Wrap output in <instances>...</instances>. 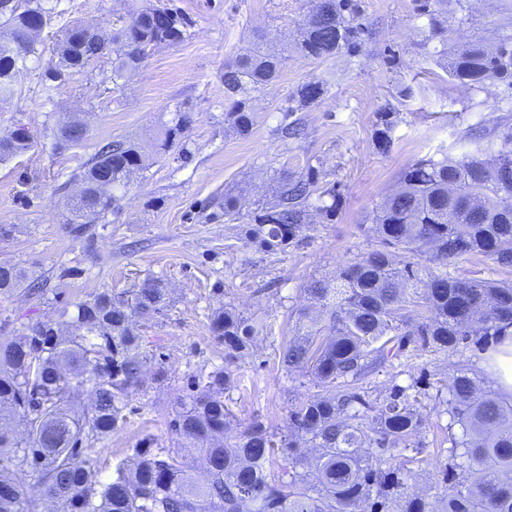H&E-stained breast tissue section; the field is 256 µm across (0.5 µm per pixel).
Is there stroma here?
<instances>
[{"instance_id": "obj_1", "label": "stroma", "mask_w": 512, "mask_h": 512, "mask_svg": "<svg viewBox=\"0 0 512 512\" xmlns=\"http://www.w3.org/2000/svg\"><path fill=\"white\" fill-rule=\"evenodd\" d=\"M131 2L44 0L51 14L38 52L18 74L15 96L0 102V135L22 125L32 141L26 154L0 162V227L12 230L0 237V263L46 278L48 288L43 298L21 290L0 295V334H19L36 319L70 327L79 301L102 291L131 296L148 277L170 289L167 306L143 330L150 360L129 400L127 423L98 453L106 476L142 440L180 447L170 422L189 378L225 365L240 379L224 397L237 422L258 419L284 431L291 405L317 392L311 379L287 375L278 361L288 317L307 303V284L378 248L373 211L408 165L462 158L475 136L496 142L512 128V83L464 86L444 67L462 45L512 36V0H434L429 16L421 14V0H357L365 30L359 52L326 61L292 55L279 78L256 93L245 136L224 121L225 65L254 40L294 41L314 0H163L190 20L183 43L152 50L122 89L112 87L106 56L47 90L44 73L58 62L59 35L77 24L110 34ZM313 80L328 93L301 106L298 91ZM178 109L189 121L169 150H159L158 136ZM66 112L84 118L89 135L64 149L50 129ZM287 124L300 135L283 139L279 129ZM109 139L136 141L148 167L131 180L107 223L73 237L61 217L64 185ZM307 174L314 195L335 192L337 209L311 211L307 229L285 250L267 253L248 242L251 216L225 220V198L268 206L280 177ZM64 266L77 274L60 277ZM225 304L261 327L252 354L232 362L208 329L211 313ZM485 356L476 344L447 353L413 343L365 380L369 400H382L397 385L417 398L424 426L415 440L424 452L412 468L411 490H429L448 461V416L435 398L436 382L464 365L493 391Z\"/></svg>"}]
</instances>
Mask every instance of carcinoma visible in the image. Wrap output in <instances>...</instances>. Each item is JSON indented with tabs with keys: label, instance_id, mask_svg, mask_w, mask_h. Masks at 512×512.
Returning a JSON list of instances; mask_svg holds the SVG:
<instances>
[{
	"label": "carcinoma",
	"instance_id": "1",
	"mask_svg": "<svg viewBox=\"0 0 512 512\" xmlns=\"http://www.w3.org/2000/svg\"><path fill=\"white\" fill-rule=\"evenodd\" d=\"M354 0H317L292 46L255 42L224 68V93L231 127L242 135L253 126L252 94L280 76L288 49L326 60L361 47L362 24ZM48 17L40 0L0 11V100L15 94V78L36 53L37 20ZM188 22L167 7H132L112 24V84L141 68L148 46H176ZM63 50L47 78L62 86L89 59L104 55L107 43L94 27L73 26L60 39ZM503 39L493 47L473 43L448 63L450 76L463 83L511 80L512 69L497 66ZM24 50L19 52L16 46ZM325 94L320 81L303 85L306 106ZM187 123L176 110L159 147L167 150ZM75 117L52 129L58 145L68 139ZM32 146L17 128L0 136V161L21 156ZM479 145L461 159H421L408 166L398 190L373 211V232L381 248L348 261L336 271V285L314 280L307 288L312 305L290 316L292 336L283 341L279 363L289 375L312 377L315 396L291 405L286 431L274 433L254 420L239 428L224 404V392L237 376L221 367L188 384L171 431L187 444L163 450L140 444L101 478L97 445L127 423L129 397L139 387L148 360L143 336L132 320H149L163 309L169 289L164 280L144 279L130 300L108 292L76 304L79 334L64 336L54 323L35 321L18 336L0 338V512H39L44 501L61 512H512V403L483 394L479 378L462 367L437 389L450 416L448 448L460 476L432 498L409 492L411 469L423 452L411 439L423 426L407 389L395 387L381 402L369 401L364 379L403 353L411 343L424 349L456 351L475 342L486 348L512 327V283L453 276L448 267L474 254L512 267V132L496 151L498 165L484 166ZM144 166L138 145L110 141L71 179L83 184L81 196L66 202L69 232L83 230L87 216L107 223L119 210L121 192ZM310 179L282 178L276 201L254 211L248 238L266 252L288 245L308 223ZM249 207L239 197L224 199V216L235 220ZM425 254L427 263L411 261ZM46 281L27 270L0 266V294L20 288L44 294ZM213 337L229 361L255 345L258 328L226 304L210 317ZM80 391L90 410L72 412ZM391 448L412 451L407 462L386 456ZM207 462L198 478L194 456ZM279 471H272L278 458ZM37 474L25 485L20 475Z\"/></svg>",
	"mask_w": 512,
	"mask_h": 512
}]
</instances>
